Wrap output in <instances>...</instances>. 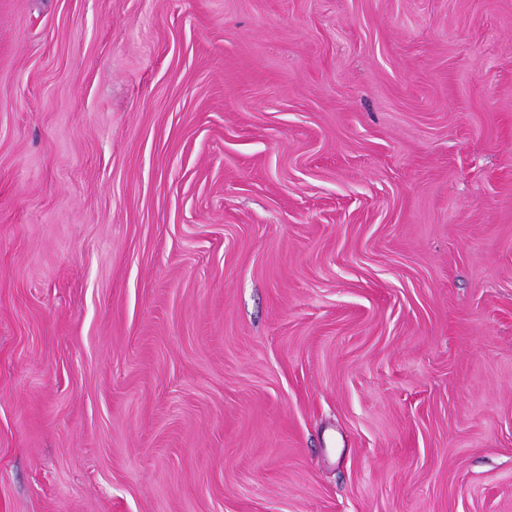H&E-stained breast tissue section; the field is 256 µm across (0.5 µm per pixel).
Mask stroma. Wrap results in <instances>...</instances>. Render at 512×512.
Wrapping results in <instances>:
<instances>
[{
	"label": "stroma",
	"mask_w": 512,
	"mask_h": 512,
	"mask_svg": "<svg viewBox=\"0 0 512 512\" xmlns=\"http://www.w3.org/2000/svg\"><path fill=\"white\" fill-rule=\"evenodd\" d=\"M0 512H512V0H0Z\"/></svg>",
	"instance_id": "35a3bbf8"
}]
</instances>
